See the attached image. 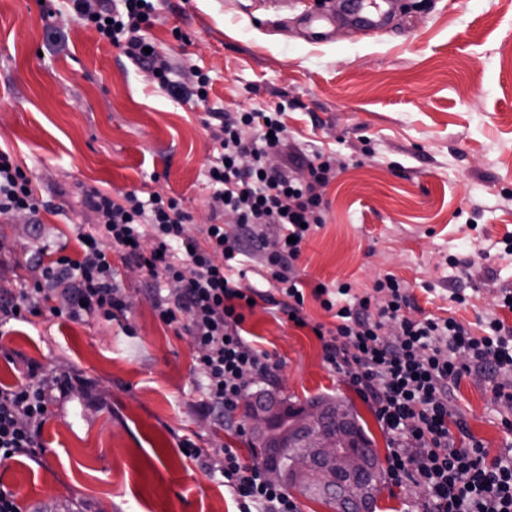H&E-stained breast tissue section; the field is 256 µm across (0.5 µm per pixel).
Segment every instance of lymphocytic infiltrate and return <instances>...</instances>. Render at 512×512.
I'll list each match as a JSON object with an SVG mask.
<instances>
[{
  "label": "lymphocytic infiltrate",
  "mask_w": 512,
  "mask_h": 512,
  "mask_svg": "<svg viewBox=\"0 0 512 512\" xmlns=\"http://www.w3.org/2000/svg\"><path fill=\"white\" fill-rule=\"evenodd\" d=\"M74 2L77 24L93 28L128 57L147 61L145 30L152 0H120V7L112 9L102 8L98 0ZM217 118L211 131L217 156L208 171L214 189L211 208L235 216L243 230L240 238L229 239L220 224L208 225L203 239L188 235L190 216L175 198H144L131 191L117 200L103 189L89 188L84 203L97 222L95 230L78 232L79 255L59 248L49 262H37L30 283L0 296V325L28 324L44 315L117 319L126 310L109 258L117 252L152 282L179 283L177 295L159 300V317L167 325L188 328L206 379L205 407L221 417L231 415L251 376L270 371L269 353L253 346L243 328L244 311L260 291L239 287L242 259L261 249V226L277 225L283 243L265 257L278 292L271 305L296 326L308 325L295 262L302 241L324 222L323 189L336 175V160L315 155L308 163V181L297 182L265 163L268 152L287 137L281 111L221 112ZM41 206L32 176L1 148L0 217L34 216ZM373 288L384 293L383 302L351 296L349 286H339L336 297L321 301L335 327L312 328L323 343L325 361L371 400L389 434L391 482L425 489L416 512H512V449L491 458L477 443L457 447L448 427V391L462 372L493 377L512 371V328L494 318L478 336L451 318L416 321L405 314L409 298L396 279L377 280ZM340 295L347 304L338 305ZM389 324L396 328L390 338L383 334ZM65 386L30 363L25 381L0 387V463L43 453L39 437L51 394ZM219 472L239 512H298L287 491L270 483L259 466L242 465L233 449H225Z\"/></svg>",
  "instance_id": "obj_1"
}]
</instances>
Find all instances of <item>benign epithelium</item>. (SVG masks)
Listing matches in <instances>:
<instances>
[{
    "mask_svg": "<svg viewBox=\"0 0 512 512\" xmlns=\"http://www.w3.org/2000/svg\"><path fill=\"white\" fill-rule=\"evenodd\" d=\"M241 410L264 449L268 481L293 488L311 485L335 512H372L376 455L341 402L294 407L271 394L249 393Z\"/></svg>",
    "mask_w": 512,
    "mask_h": 512,
    "instance_id": "1",
    "label": "benign epithelium"
}]
</instances>
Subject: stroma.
<instances>
[{
    "label": "stroma",
    "mask_w": 512,
    "mask_h": 512,
    "mask_svg": "<svg viewBox=\"0 0 512 512\" xmlns=\"http://www.w3.org/2000/svg\"><path fill=\"white\" fill-rule=\"evenodd\" d=\"M268 0H157L147 29L170 78L191 88L208 74L207 101L159 89L147 64L72 24V0H0V147L36 181L45 206L36 218L0 223V286L30 279L29 257L95 218L91 187L181 199L192 235L211 223L207 170L210 113L284 109L288 137L270 164L307 177L315 154L340 164L323 190L325 222L295 263L310 325L296 327L265 301L244 329L271 356L249 389L302 405L342 401L379 461L389 438L373 406L324 360L312 324L335 325L312 291L346 284L371 292L392 276L410 317L454 318L465 326L496 317L512 291V0H402L375 34L337 23L313 43L305 19L316 0L277 12ZM125 316L107 322L39 318L0 327V385L19 383L23 365L69 379L41 432L44 452L0 464V489L23 512H238L220 475L225 449L243 464L263 461L241 414L219 419L201 405L205 380L188 331L158 317L156 294L138 270L112 254ZM464 302H455V294ZM512 375L465 374L448 404L489 455L512 446V409L495 385ZM201 448L186 455V444Z\"/></svg>",
    "instance_id": "stroma-1"
}]
</instances>
